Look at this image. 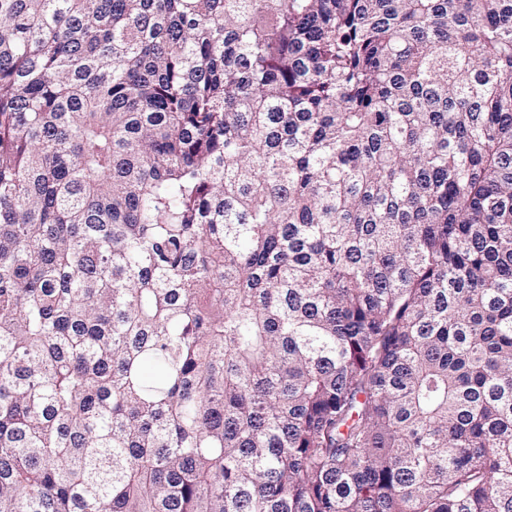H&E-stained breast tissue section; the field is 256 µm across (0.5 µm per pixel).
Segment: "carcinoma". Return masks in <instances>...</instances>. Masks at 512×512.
I'll list each match as a JSON object with an SVG mask.
<instances>
[{
  "label": "carcinoma",
  "instance_id": "carcinoma-1",
  "mask_svg": "<svg viewBox=\"0 0 512 512\" xmlns=\"http://www.w3.org/2000/svg\"><path fill=\"white\" fill-rule=\"evenodd\" d=\"M0 512H512V0H0Z\"/></svg>",
  "mask_w": 512,
  "mask_h": 512
}]
</instances>
